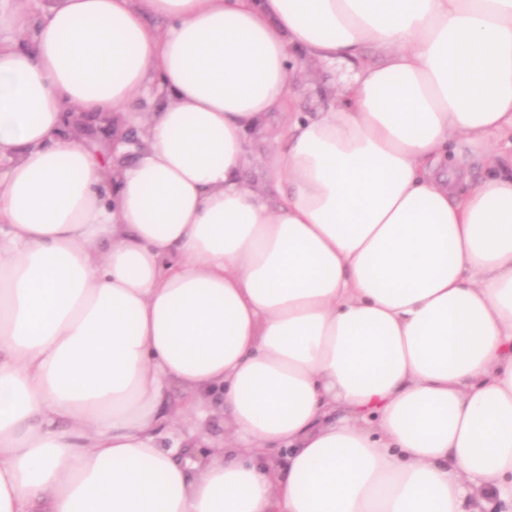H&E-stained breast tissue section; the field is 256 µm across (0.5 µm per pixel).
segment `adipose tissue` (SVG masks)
Returning <instances> with one entry per match:
<instances>
[{"instance_id": "adipose-tissue-1", "label": "adipose tissue", "mask_w": 512, "mask_h": 512, "mask_svg": "<svg viewBox=\"0 0 512 512\" xmlns=\"http://www.w3.org/2000/svg\"><path fill=\"white\" fill-rule=\"evenodd\" d=\"M2 28L0 512H512V150L473 188L450 155L512 138V0ZM301 56L351 68L312 114ZM154 81L132 159L77 144ZM206 403L220 446L169 439ZM282 117L279 114L272 116L266 123L262 134L254 146V153L262 154L282 144L281 142Z\"/></svg>"}]
</instances>
